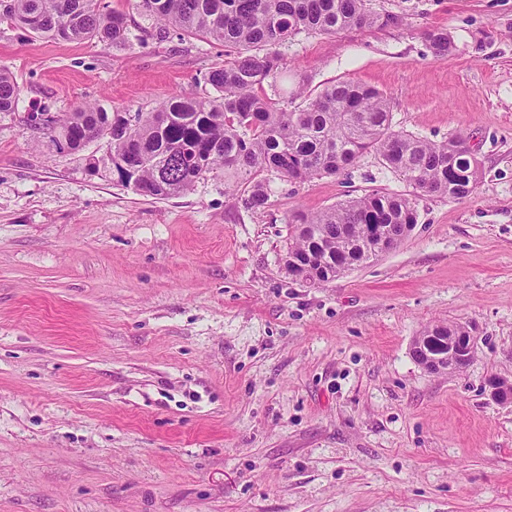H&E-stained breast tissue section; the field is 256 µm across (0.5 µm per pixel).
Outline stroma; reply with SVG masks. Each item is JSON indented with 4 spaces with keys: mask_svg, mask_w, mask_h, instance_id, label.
Returning a JSON list of instances; mask_svg holds the SVG:
<instances>
[{
    "mask_svg": "<svg viewBox=\"0 0 512 512\" xmlns=\"http://www.w3.org/2000/svg\"><path fill=\"white\" fill-rule=\"evenodd\" d=\"M99 3L128 46L0 21V512H512V406L484 390L512 377V0H371L398 26L282 46L311 88L382 89L394 130L464 134L480 164L472 197L418 196L396 249L319 287L282 268L288 212L411 186L368 154L272 178L256 210L220 170L156 200L116 185L107 140L57 151L27 113L206 96L225 59ZM436 324L478 337L464 371L412 358ZM19 100V86L13 75L0 69V112L16 111Z\"/></svg>",
    "mask_w": 512,
    "mask_h": 512,
    "instance_id": "obj_1",
    "label": "stroma"
}]
</instances>
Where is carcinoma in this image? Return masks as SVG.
I'll use <instances>...</instances> for the list:
<instances>
[{
	"mask_svg": "<svg viewBox=\"0 0 512 512\" xmlns=\"http://www.w3.org/2000/svg\"><path fill=\"white\" fill-rule=\"evenodd\" d=\"M138 7L154 21V37L175 31L218 43L230 58L204 75L216 95L175 94L137 124L90 104L46 124L54 146L63 138L76 153L112 121V167L121 174L134 167L120 178L123 187L170 199L222 169L243 189L245 205L261 209L270 198V176L295 183L336 176L373 152L412 186L414 197L369 193L313 213H288L286 273L306 264L320 284L341 278L345 263L358 267L379 257L369 248L367 225H383L390 251L417 223L415 197L460 200L476 191L480 167L467 156L465 137L433 143L393 130L389 100L376 88L338 81L315 92L300 82L265 92L264 85L288 72L279 47L295 37L398 24L370 0H139ZM0 19L43 39L129 43L126 15L97 0H0ZM425 38L435 56L452 54L448 32L429 30ZM18 100L16 80L0 69V112L16 111Z\"/></svg>",
	"mask_w": 512,
	"mask_h": 512,
	"instance_id": "carcinoma-1",
	"label": "carcinoma"
}]
</instances>
